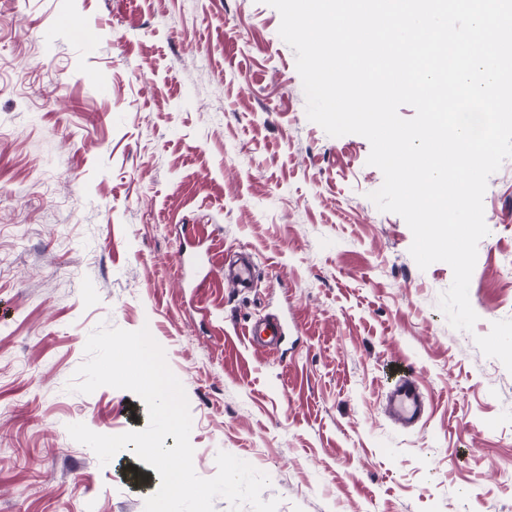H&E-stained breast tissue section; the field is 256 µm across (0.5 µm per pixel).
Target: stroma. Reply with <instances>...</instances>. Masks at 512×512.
Masks as SVG:
<instances>
[{"instance_id":"35a3bbf8","label":"stroma","mask_w":512,"mask_h":512,"mask_svg":"<svg viewBox=\"0 0 512 512\" xmlns=\"http://www.w3.org/2000/svg\"><path fill=\"white\" fill-rule=\"evenodd\" d=\"M279 26L264 0H0V512L153 494L134 454L100 465L67 431L148 423L131 392L68 388L102 324L163 348L200 477L224 451L269 476L277 512H512V158L484 195L478 321L453 329L451 267L420 269L370 200L368 140L308 120ZM209 247L182 284L179 259ZM241 252L245 292L224 285ZM268 315L288 323L274 356L244 334ZM403 375L428 399L411 429L383 410Z\"/></svg>"}]
</instances>
